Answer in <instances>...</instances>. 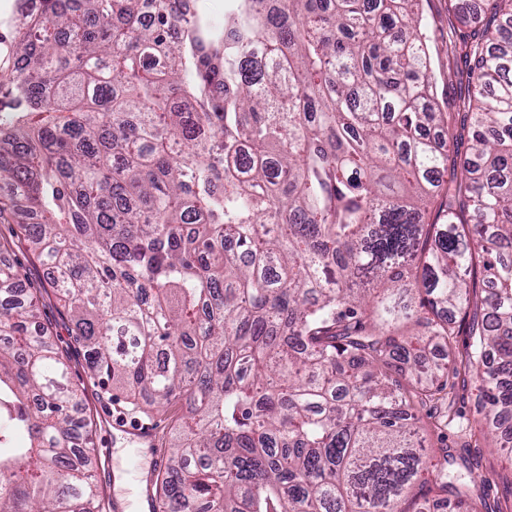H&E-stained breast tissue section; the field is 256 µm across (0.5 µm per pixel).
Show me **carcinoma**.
<instances>
[{
    "instance_id": "obj_1",
    "label": "carcinoma",
    "mask_w": 512,
    "mask_h": 512,
    "mask_svg": "<svg viewBox=\"0 0 512 512\" xmlns=\"http://www.w3.org/2000/svg\"><path fill=\"white\" fill-rule=\"evenodd\" d=\"M39 2L0 64V256L52 272L115 399L181 405L159 512H477L476 448L512 415V0L455 7L462 158L416 0H229L222 25ZM19 286L0 260V448L28 437L0 453V512H103L83 391ZM428 405L465 438L435 460ZM477 392L475 390L462 388L461 382L456 387V397L454 401V411L461 416V420L469 422L471 425H477L480 416L476 412Z\"/></svg>"
}]
</instances>
